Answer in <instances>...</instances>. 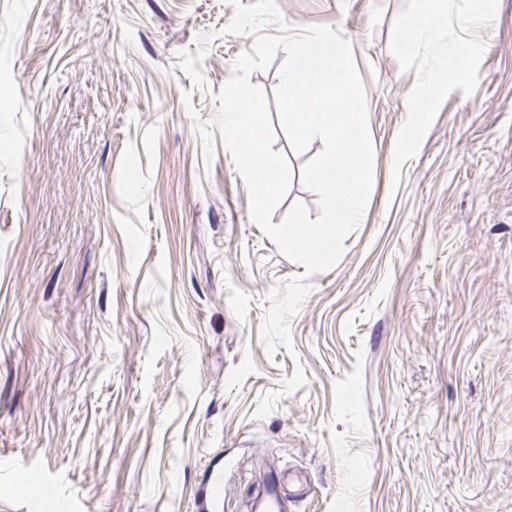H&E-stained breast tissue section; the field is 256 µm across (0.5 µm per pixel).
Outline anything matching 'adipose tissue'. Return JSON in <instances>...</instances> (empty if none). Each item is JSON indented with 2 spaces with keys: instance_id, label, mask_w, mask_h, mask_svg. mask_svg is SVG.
<instances>
[{
  "instance_id": "obj_1",
  "label": "adipose tissue",
  "mask_w": 512,
  "mask_h": 512,
  "mask_svg": "<svg viewBox=\"0 0 512 512\" xmlns=\"http://www.w3.org/2000/svg\"><path fill=\"white\" fill-rule=\"evenodd\" d=\"M418 9L409 15L401 29L399 38L400 49H407L416 42L435 44L439 55L448 59V67L435 70L429 80L414 94L413 109L425 111L433 92L447 83L453 82L467 69L468 52L457 42L443 43L439 34L446 22L445 0H418Z\"/></svg>"
}]
</instances>
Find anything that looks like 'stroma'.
<instances>
[{"instance_id":"obj_1","label":"stroma","mask_w":512,"mask_h":512,"mask_svg":"<svg viewBox=\"0 0 512 512\" xmlns=\"http://www.w3.org/2000/svg\"><path fill=\"white\" fill-rule=\"evenodd\" d=\"M276 2L351 44L374 160L271 356L269 294L305 268L193 124L254 44L233 7L0 0V512H195L219 459L224 512L274 473L308 481L289 512H512V0H448L469 73L416 115L440 62L397 46L417 0Z\"/></svg>"}]
</instances>
